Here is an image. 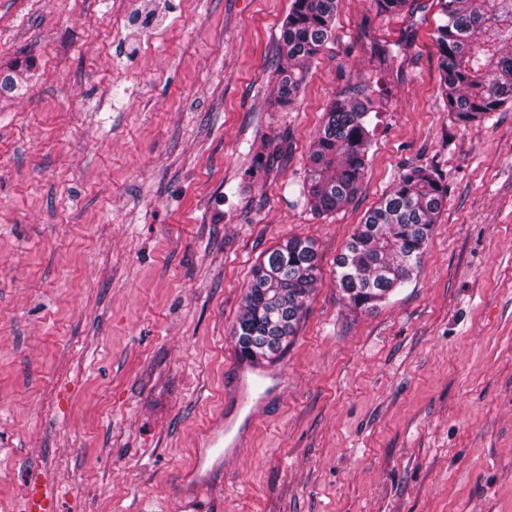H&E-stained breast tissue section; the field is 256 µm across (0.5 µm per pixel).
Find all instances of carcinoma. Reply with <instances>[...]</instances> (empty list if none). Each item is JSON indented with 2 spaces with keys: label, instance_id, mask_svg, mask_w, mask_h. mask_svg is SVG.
Segmentation results:
<instances>
[{
  "label": "carcinoma",
  "instance_id": "carcinoma-1",
  "mask_svg": "<svg viewBox=\"0 0 512 512\" xmlns=\"http://www.w3.org/2000/svg\"><path fill=\"white\" fill-rule=\"evenodd\" d=\"M435 42L448 111L463 125L512 101V0H440ZM340 0H291L278 39L276 80L291 102L309 62L331 37ZM365 97L338 100L325 112L309 152L304 193L320 214L355 198L373 129ZM445 187L423 169L402 173L393 189L364 216L336 257V285L349 306L369 310L417 276ZM313 245L298 236L274 248L244 296L233 336L244 358L270 356L295 335L306 299L316 288Z\"/></svg>",
  "mask_w": 512,
  "mask_h": 512
}]
</instances>
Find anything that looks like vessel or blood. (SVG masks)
I'll return each mask as SVG.
<instances>
[{
    "mask_svg": "<svg viewBox=\"0 0 512 512\" xmlns=\"http://www.w3.org/2000/svg\"><path fill=\"white\" fill-rule=\"evenodd\" d=\"M237 373V411L235 418L210 432L196 457L197 469L193 474L196 485H203L206 463L222 466L226 456L240 448L244 437L253 426L252 404L266 399L269 391L279 385V377L273 371L261 369L240 359L235 363ZM24 512H60L59 494L54 483L40 471L30 475V494L25 501Z\"/></svg>",
    "mask_w": 512,
    "mask_h": 512,
    "instance_id": "obj_1",
    "label": "vessel or blood"
}]
</instances>
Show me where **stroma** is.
<instances>
[{"instance_id":"35a3bbf8","label":"stroma","mask_w":512,"mask_h":512,"mask_svg":"<svg viewBox=\"0 0 512 512\" xmlns=\"http://www.w3.org/2000/svg\"><path fill=\"white\" fill-rule=\"evenodd\" d=\"M290 3L0 0V512L35 466L62 512H512V101L452 119L438 0H340L281 104ZM358 90L362 179L321 215L309 146ZM410 168L448 189L421 268L353 309L336 256ZM293 236L319 280L283 386L187 496L252 269Z\"/></svg>"}]
</instances>
